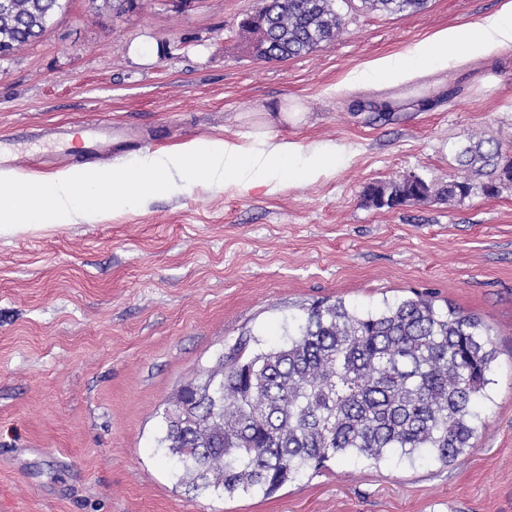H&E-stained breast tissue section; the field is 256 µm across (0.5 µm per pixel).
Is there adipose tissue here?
Here are the masks:
<instances>
[{"mask_svg":"<svg viewBox=\"0 0 512 512\" xmlns=\"http://www.w3.org/2000/svg\"><path fill=\"white\" fill-rule=\"evenodd\" d=\"M509 45H512V0H504L497 13L464 28L439 30L405 52L376 58L350 72L345 82L352 86L397 81L419 69L446 64L453 52L485 56Z\"/></svg>","mask_w":512,"mask_h":512,"instance_id":"obj_1","label":"adipose tissue"}]
</instances>
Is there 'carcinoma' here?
<instances>
[{"mask_svg": "<svg viewBox=\"0 0 512 512\" xmlns=\"http://www.w3.org/2000/svg\"><path fill=\"white\" fill-rule=\"evenodd\" d=\"M428 0H363L372 10L413 14ZM62 0H0V47L16 52L49 31ZM269 41L256 57L281 60L314 50L340 33L335 0H267L258 21ZM462 166L487 178L485 189L512 183V157L479 139L459 153ZM467 182L433 191L409 180L364 191L379 209L468 194ZM242 340L216 365L182 384L166 403L157 439L181 483L195 491L267 495L307 469L341 456L378 462L412 459L426 449L448 464L473 447L482 424L497 350L488 329L461 310L446 311L416 294L377 311L350 310L338 299L303 309L285 345L247 352Z\"/></svg>", "mask_w": 512, "mask_h": 512, "instance_id": "cac0c4a2", "label": "carcinoma"}]
</instances>
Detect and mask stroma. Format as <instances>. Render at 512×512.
Here are the masks:
<instances>
[{
  "mask_svg": "<svg viewBox=\"0 0 512 512\" xmlns=\"http://www.w3.org/2000/svg\"><path fill=\"white\" fill-rule=\"evenodd\" d=\"M503 0H428L413 15L337 0L331 43L253 56L238 24L263 0H142L122 15L64 0L38 43L0 58V143L18 174L72 169L53 126L137 133L101 165L259 132L337 147L314 182H194L96 219L0 236V512H512V185L378 209L371 184L463 180L458 152H512V46L394 83L348 73ZM303 112L302 121L283 113ZM432 296L489 327L498 350L483 424L459 461L355 456L273 495L178 484L156 450L175 389L239 340L285 344L303 307L359 311Z\"/></svg>",
  "mask_w": 512,
  "mask_h": 512,
  "instance_id": "stroma-1",
  "label": "stroma"
}]
</instances>
